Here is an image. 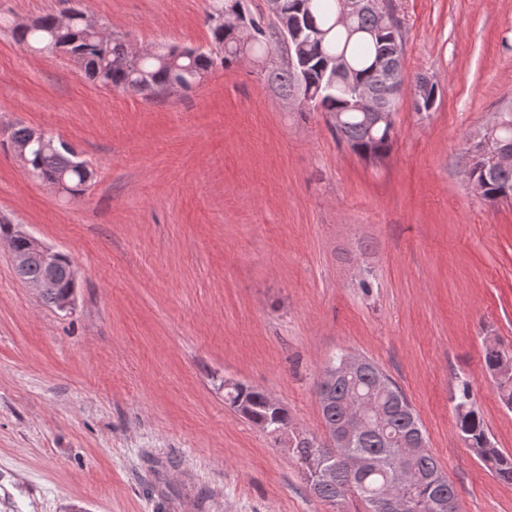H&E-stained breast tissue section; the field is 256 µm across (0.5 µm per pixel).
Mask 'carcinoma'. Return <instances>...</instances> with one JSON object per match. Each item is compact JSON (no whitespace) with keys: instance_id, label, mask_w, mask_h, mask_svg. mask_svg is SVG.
Wrapping results in <instances>:
<instances>
[{"instance_id":"cac0c4a2","label":"carcinoma","mask_w":512,"mask_h":512,"mask_svg":"<svg viewBox=\"0 0 512 512\" xmlns=\"http://www.w3.org/2000/svg\"><path fill=\"white\" fill-rule=\"evenodd\" d=\"M71 0H60V12L71 13L68 25L56 26L55 15L36 19L30 27L14 26L12 34L23 47L38 53L63 50L86 78L99 85L125 94L146 99L164 96L176 86L189 92L203 75L216 68H226L240 60L239 45L247 44L250 55L268 59L264 69L267 82L282 95L296 93L305 106L333 118L344 116L336 134L352 152L383 158L390 153L395 130L372 126L364 113L356 111L353 87L336 80V58L346 59L353 76L368 87L383 106L396 108L383 94V76L375 62L385 56L393 39L404 41L401 26L380 24L372 13H361L349 24L339 22L340 0H279V17L268 23L255 16L248 0H214L205 23L213 48L169 47V61L143 55L132 62L126 58L125 40L114 36L110 40L94 37L89 26L97 21L83 10L69 6ZM30 169L37 178L51 183L56 176L68 172L70 193L82 196L91 183L93 172L75 152L62 147L44 150L31 141L27 149ZM512 192V167L497 170L488 179L486 200L495 202L503 190ZM0 246L10 251L26 248L23 240L11 235L7 225H0ZM58 288L44 297L55 306L58 300L75 289V274L70 258L63 254L56 265ZM359 395L382 412L388 423L386 435L374 430L357 435L347 451L369 457L374 466L361 479L348 474L341 459L318 453L309 437L288 438V447L303 469L308 485H315L319 473L336 469V482L325 483L317 498L333 502L348 496L364 503L401 468L413 470L417 476L412 492L419 505L418 512H429L427 503L436 495L431 479L442 478L441 487L451 507L458 512L456 490L445 477L440 461L425 448L415 445L426 439L422 424L401 387L369 360L357 372L336 379L331 386L332 405L322 411V420L331 425L348 410L354 396ZM224 400L255 424L266 422V429L280 432L288 426V414L281 406L268 403V395L241 382L224 390ZM456 415V427L465 444L499 478L512 484V453L495 445L475 406L469 383L463 382L451 394Z\"/></svg>"}]
</instances>
